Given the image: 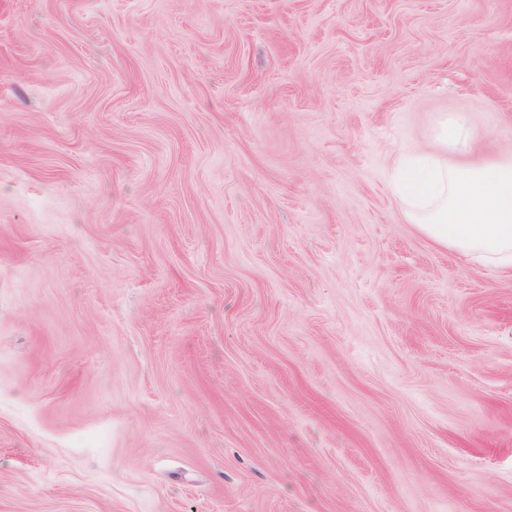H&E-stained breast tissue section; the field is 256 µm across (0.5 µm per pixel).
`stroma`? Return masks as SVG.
Instances as JSON below:
<instances>
[{"mask_svg": "<svg viewBox=\"0 0 512 512\" xmlns=\"http://www.w3.org/2000/svg\"><path fill=\"white\" fill-rule=\"evenodd\" d=\"M512 153V0H0V512H512V269L407 221Z\"/></svg>", "mask_w": 512, "mask_h": 512, "instance_id": "1", "label": "stroma"}]
</instances>
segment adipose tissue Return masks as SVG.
I'll return each mask as SVG.
<instances>
[{
  "label": "adipose tissue",
  "mask_w": 512,
  "mask_h": 512,
  "mask_svg": "<svg viewBox=\"0 0 512 512\" xmlns=\"http://www.w3.org/2000/svg\"><path fill=\"white\" fill-rule=\"evenodd\" d=\"M436 139L438 151L411 159L393 184L408 221L474 265L512 268V157L449 161L473 139L459 115L439 120Z\"/></svg>",
  "instance_id": "adipose-tissue-1"
}]
</instances>
